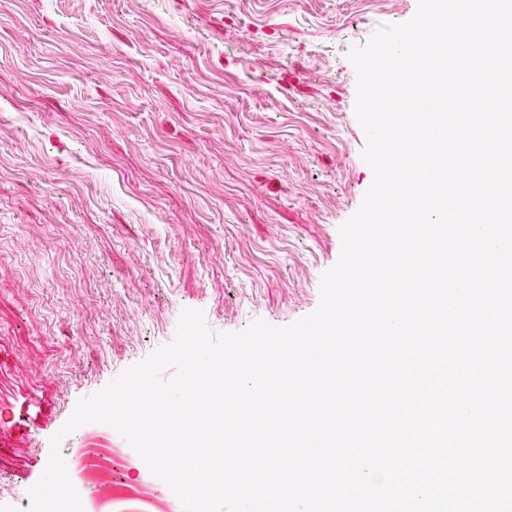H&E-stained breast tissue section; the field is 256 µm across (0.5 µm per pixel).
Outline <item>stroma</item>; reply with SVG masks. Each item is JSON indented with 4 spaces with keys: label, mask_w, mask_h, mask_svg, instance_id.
<instances>
[{
    "label": "stroma",
    "mask_w": 512,
    "mask_h": 512,
    "mask_svg": "<svg viewBox=\"0 0 512 512\" xmlns=\"http://www.w3.org/2000/svg\"><path fill=\"white\" fill-rule=\"evenodd\" d=\"M417 0H0V488L80 398L171 343L316 310L363 160L350 49Z\"/></svg>",
    "instance_id": "stroma-1"
}]
</instances>
